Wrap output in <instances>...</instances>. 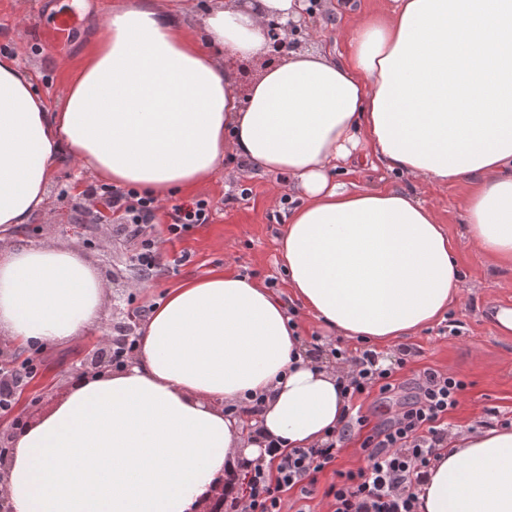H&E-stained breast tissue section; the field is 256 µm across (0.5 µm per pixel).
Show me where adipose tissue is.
<instances>
[{
	"label": "adipose tissue",
	"mask_w": 512,
	"mask_h": 512,
	"mask_svg": "<svg viewBox=\"0 0 512 512\" xmlns=\"http://www.w3.org/2000/svg\"><path fill=\"white\" fill-rule=\"evenodd\" d=\"M346 30L345 55L303 47L240 92L265 18L305 0H120L55 100L0 55V235L43 212L56 163L166 201L234 156L296 180L280 253L301 307L332 335L390 343L460 293L433 209L401 188L347 187L374 157L430 182L475 180L470 243L512 264V0H395ZM106 286L79 249L0 253V338L30 349L101 330ZM347 364L315 357L285 303L216 271L170 289L128 366L72 379L13 439L0 491L14 512H207L266 448L340 428ZM262 397L258 413L226 412ZM413 491L418 512H512V429L452 431Z\"/></svg>",
	"instance_id": "adipose-tissue-1"
}]
</instances>
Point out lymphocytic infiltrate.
<instances>
[{
	"label": "lymphocytic infiltrate",
	"mask_w": 512,
	"mask_h": 512,
	"mask_svg": "<svg viewBox=\"0 0 512 512\" xmlns=\"http://www.w3.org/2000/svg\"><path fill=\"white\" fill-rule=\"evenodd\" d=\"M84 197H95L117 215L124 235L132 242L131 265L142 279L153 277L162 258L152 231L158 206L153 197L133 188L88 185ZM394 362H384L372 348L348 356L334 347V357H351L355 368L343 390L350 402L347 422L334 431L324 445L311 448L272 450L269 462H255L244 473L235 493L225 496L224 512H308L307 500L315 492L318 475L334 467L342 443L359 434L367 461L357 470H336L324 491L329 512H417L411 487L423 478L434 458L435 448L448 439L449 413L466 389L463 380L427 368L419 374L417 392L381 428L370 426L358 400L371 393L379 398L393 395L395 375L405 367L413 347L401 344Z\"/></svg>",
	"instance_id": "f902f5d3"
}]
</instances>
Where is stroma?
<instances>
[{
  "label": "stroma",
  "mask_w": 512,
  "mask_h": 512,
  "mask_svg": "<svg viewBox=\"0 0 512 512\" xmlns=\"http://www.w3.org/2000/svg\"><path fill=\"white\" fill-rule=\"evenodd\" d=\"M313 29L321 40L335 42L338 52L346 44L340 34L360 17L387 9L391 0H315ZM79 0H0V54L16 56L20 66L32 73L35 86L54 97L67 73L56 61L64 57L77 67L89 48L91 36L102 27L79 23L55 49H46L40 39L44 28L61 13H80ZM339 181L358 187H407L431 204L445 228L463 273V302L449 306L444 316L425 327L409 342L417 353L398 379V401L385 402L372 395L361 398L363 414L372 424H382L398 410V402L413 392L420 371L430 367L463 380L467 389L458 407L448 416L452 428H479L486 409H495L503 420L512 421V334L498 325L499 308H512V268H497L467 239L464 202L473 181L432 184L396 177L366 162L347 167ZM89 171L62 160L54 170L47 207L53 221L35 218L19 227L14 236L1 240L0 249L48 244L74 246L106 281L108 292L101 323L112 328L122 323L131 307H153L167 290L217 270L247 275L282 300H289L287 276L280 261V235L288 211L298 202V193L287 176H268L242 171L237 160H226L223 169L188 193L173 197V204L203 198L212 217L179 239H169L166 210H158L154 233L160 241L163 268L145 279L142 289L130 267L131 244L117 232L115 220H93L92 204L80 194L92 183ZM459 327L450 335L448 325ZM83 343L44 349L43 365L30 396L39 404L29 407L30 421H37L65 396L73 362L82 356Z\"/></svg>",
  "instance_id": "1"
}]
</instances>
